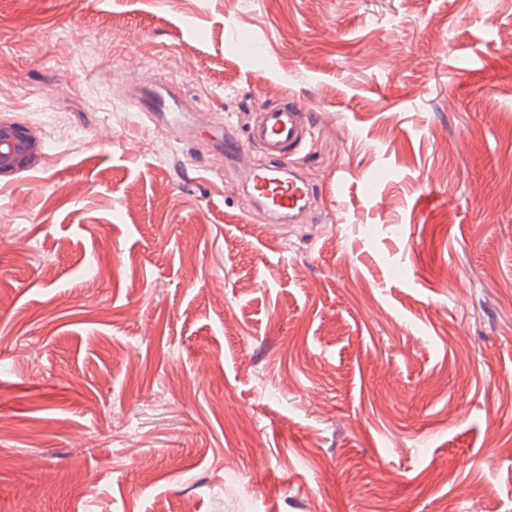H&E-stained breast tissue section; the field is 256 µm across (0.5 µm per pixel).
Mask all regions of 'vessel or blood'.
<instances>
[{
	"mask_svg": "<svg viewBox=\"0 0 512 512\" xmlns=\"http://www.w3.org/2000/svg\"><path fill=\"white\" fill-rule=\"evenodd\" d=\"M138 106L173 128L180 126L188 110V98L180 91L159 92L155 84L147 83L141 87ZM312 132L310 110L288 97L258 112L246 139H239L228 126L215 132L224 141L225 158L242 157L256 147L271 160V167L250 168L246 192L251 200L261 204L272 224L280 225L296 218L308 202L309 186L300 179L285 176L284 171L303 150Z\"/></svg>",
	"mask_w": 512,
	"mask_h": 512,
	"instance_id": "1",
	"label": "vessel or blood"
}]
</instances>
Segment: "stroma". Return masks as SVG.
Here are the masks:
<instances>
[{
  "label": "stroma",
  "mask_w": 512,
  "mask_h": 512,
  "mask_svg": "<svg viewBox=\"0 0 512 512\" xmlns=\"http://www.w3.org/2000/svg\"><path fill=\"white\" fill-rule=\"evenodd\" d=\"M286 96L270 232L208 167ZM0 120V512H512V0H0ZM137 104L141 112L163 118L172 128L179 127L184 112H188V98L182 91H168L163 94L153 83L142 85ZM312 132L311 111L288 97L258 112L244 141L227 124L215 131V137L224 140L226 159L240 158L256 147L275 163L271 168H250L246 192L251 200L261 204L276 228L286 219L291 224L310 197L309 186L300 179L285 177L284 171L303 150ZM41 151L28 129L0 121V179L31 166Z\"/></svg>",
  "instance_id": "35a3bbf8"
}]
</instances>
